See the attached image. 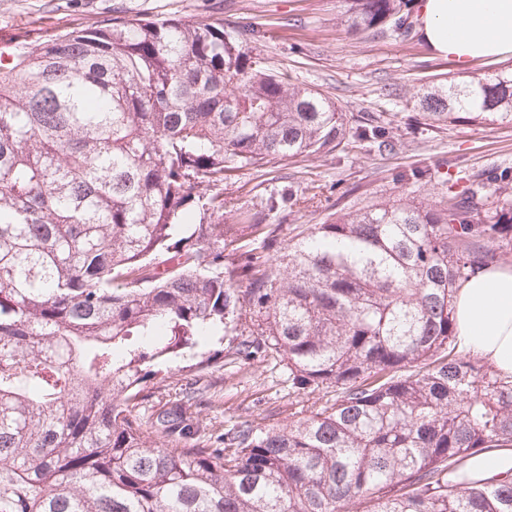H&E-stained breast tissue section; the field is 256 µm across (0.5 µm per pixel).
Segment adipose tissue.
<instances>
[{
    "label": "adipose tissue",
    "mask_w": 512,
    "mask_h": 512,
    "mask_svg": "<svg viewBox=\"0 0 512 512\" xmlns=\"http://www.w3.org/2000/svg\"><path fill=\"white\" fill-rule=\"evenodd\" d=\"M421 39L461 68L512 54V0H418ZM463 349L512 376V265L483 268L459 288L454 303Z\"/></svg>",
    "instance_id": "adipose-tissue-1"
}]
</instances>
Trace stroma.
<instances>
[{
    "label": "stroma",
    "instance_id": "stroma-1",
    "mask_svg": "<svg viewBox=\"0 0 512 512\" xmlns=\"http://www.w3.org/2000/svg\"><path fill=\"white\" fill-rule=\"evenodd\" d=\"M347 0H0V35L12 44L43 40L129 17H186L223 24L226 31L255 30L247 42L254 57L293 82L333 99L350 125L371 117L393 132L395 146L349 140L331 153L246 166L228 172L222 186L225 223L240 212L279 227L282 241L405 193L398 172L415 167L468 177L512 172V124L471 122L460 113L441 128L426 125L415 104L418 91L453 70L418 34L354 33ZM217 396L208 423L227 430L247 421L264 427L332 404L326 389L298 392L279 358L236 363L213 372Z\"/></svg>",
    "mask_w": 512,
    "mask_h": 512
}]
</instances>
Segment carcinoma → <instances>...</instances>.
Segmentation results:
<instances>
[{"mask_svg": "<svg viewBox=\"0 0 512 512\" xmlns=\"http://www.w3.org/2000/svg\"><path fill=\"white\" fill-rule=\"evenodd\" d=\"M415 0H349L407 37ZM433 126L512 124V72L417 94ZM347 115L259 66L224 25L121 15L0 62V469L4 512H512V376L460 350L459 286L512 259L508 173L411 196L283 246L224 223L226 173L332 152ZM353 137L395 146L370 119ZM437 169L397 174L402 185ZM235 332L225 350H210ZM276 354L334 402L287 423L203 425L224 359ZM178 397L139 411L153 366ZM471 473L486 480H501L512 474V448H495L471 458Z\"/></svg>", "mask_w": 512, "mask_h": 512, "instance_id": "obj_1", "label": "carcinoma"}]
</instances>
